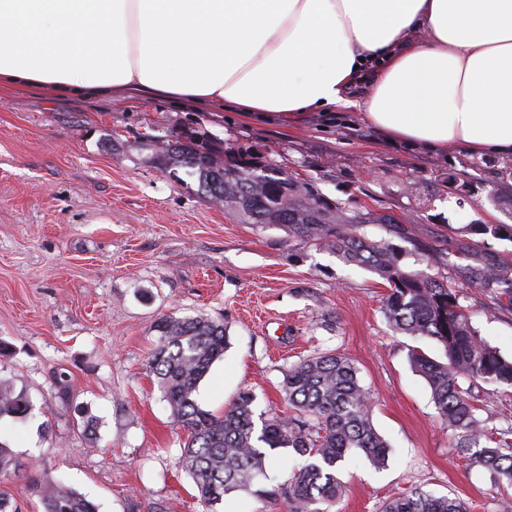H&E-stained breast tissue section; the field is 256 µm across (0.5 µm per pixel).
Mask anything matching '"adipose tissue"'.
<instances>
[{
    "instance_id": "obj_1",
    "label": "adipose tissue",
    "mask_w": 512,
    "mask_h": 512,
    "mask_svg": "<svg viewBox=\"0 0 512 512\" xmlns=\"http://www.w3.org/2000/svg\"><path fill=\"white\" fill-rule=\"evenodd\" d=\"M1 86L352 109L411 146L512 156V0H0Z\"/></svg>"
}]
</instances>
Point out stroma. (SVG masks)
<instances>
[{
	"label": "stroma",
	"mask_w": 512,
	"mask_h": 512,
	"mask_svg": "<svg viewBox=\"0 0 512 512\" xmlns=\"http://www.w3.org/2000/svg\"><path fill=\"white\" fill-rule=\"evenodd\" d=\"M189 126L274 160L347 214H393L426 245L421 269L447 276L481 337L512 356V306L469 280L489 261L512 278V240L464 230L512 226L492 202L512 185L511 157L409 148L346 109L285 124L230 105L0 89V378L33 404L26 420L0 417V445L99 512H206L181 467L184 433L145 369L160 317L203 314L224 322L230 342L195 394L214 414L243 391L255 413H283L289 368L317 352L353 360L391 451L378 468L351 449L338 473L346 491L329 512H382L414 489L500 512L512 487L456 456L410 365V349L440 360L441 346L390 327L378 275L318 242L239 223L184 169L157 168L153 151ZM473 392L484 427L507 428L512 387Z\"/></svg>",
	"instance_id": "obj_1"
}]
</instances>
